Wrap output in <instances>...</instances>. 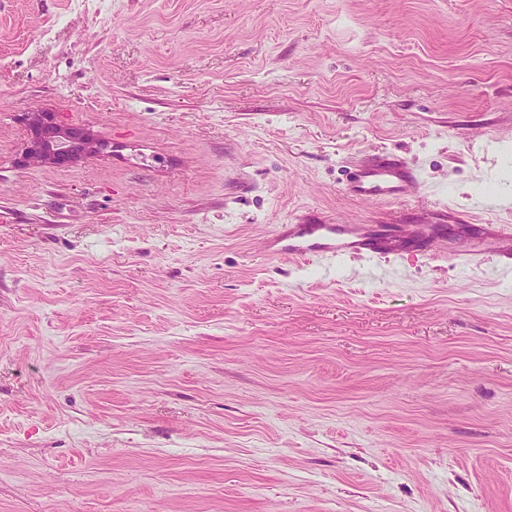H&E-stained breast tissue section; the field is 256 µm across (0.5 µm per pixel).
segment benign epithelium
Segmentation results:
<instances>
[{
	"mask_svg": "<svg viewBox=\"0 0 512 512\" xmlns=\"http://www.w3.org/2000/svg\"><path fill=\"white\" fill-rule=\"evenodd\" d=\"M30 130L29 145L22 156L25 165H63L96 155L109 144L58 123L51 112H30L25 117Z\"/></svg>",
	"mask_w": 512,
	"mask_h": 512,
	"instance_id": "1",
	"label": "benign epithelium"
}]
</instances>
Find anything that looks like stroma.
<instances>
[{
	"mask_svg": "<svg viewBox=\"0 0 512 512\" xmlns=\"http://www.w3.org/2000/svg\"><path fill=\"white\" fill-rule=\"evenodd\" d=\"M30 112L112 151L20 165ZM381 152L416 189L347 196ZM442 207L438 254L264 250ZM486 224L512 0H0V512H512Z\"/></svg>",
	"mask_w": 512,
	"mask_h": 512,
	"instance_id": "1",
	"label": "stroma"
}]
</instances>
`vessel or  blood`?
<instances>
[{"mask_svg": "<svg viewBox=\"0 0 512 512\" xmlns=\"http://www.w3.org/2000/svg\"><path fill=\"white\" fill-rule=\"evenodd\" d=\"M418 178L407 166L387 155H378L356 166L345 184L346 193L367 201H397L404 198ZM387 234H369L362 224H285L268 238L266 253L334 260L348 253L383 257L390 253Z\"/></svg>", "mask_w": 512, "mask_h": 512, "instance_id": "obj_1", "label": "vessel or blood"}]
</instances>
